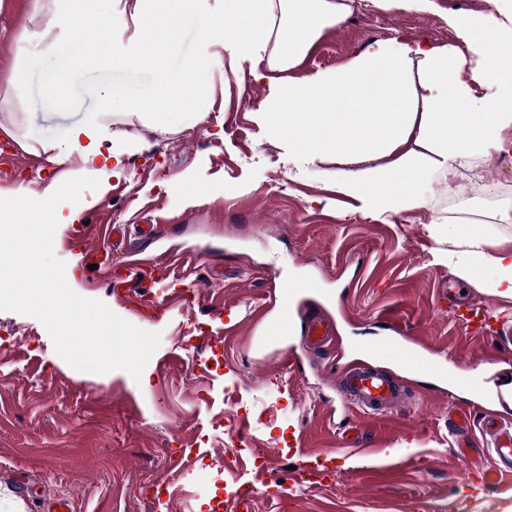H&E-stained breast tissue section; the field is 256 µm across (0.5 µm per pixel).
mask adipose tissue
Segmentation results:
<instances>
[{
    "label": "adipose tissue",
    "mask_w": 512,
    "mask_h": 512,
    "mask_svg": "<svg viewBox=\"0 0 512 512\" xmlns=\"http://www.w3.org/2000/svg\"><path fill=\"white\" fill-rule=\"evenodd\" d=\"M98 0H35L45 19L44 41H54L59 18L90 22L94 41L84 45L97 64L123 65L128 59L145 70L162 69L163 52L181 36L185 10L200 18L203 40L217 39L228 54V68L239 73L250 60L253 81L267 84L268 95L256 109L270 138L289 152L305 151L336 164V190L360 210L377 216L425 208L429 173L451 174L471 161L498 152L512 156V35L495 14L463 29V46H412L379 42L348 63L300 78L291 71L323 33L350 15L352 0H223L210 12L209 0H112L108 16ZM132 23L127 49L112 44L113 22ZM469 80H461L462 71ZM426 97H418V89ZM133 142L104 143L97 123L78 127L69 151L87 164L108 154L99 190L107 192L120 176ZM83 200L68 197L61 182L41 194L20 192L0 200V222L18 215L30 224L54 229L75 223ZM458 250L438 252L463 281H486L496 294L512 298V248L487 253L471 225L458 224Z\"/></svg>",
    "instance_id": "1"
}]
</instances>
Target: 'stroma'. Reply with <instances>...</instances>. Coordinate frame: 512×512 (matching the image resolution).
Wrapping results in <instances>:
<instances>
[{
  "instance_id": "1",
  "label": "stroma",
  "mask_w": 512,
  "mask_h": 512,
  "mask_svg": "<svg viewBox=\"0 0 512 512\" xmlns=\"http://www.w3.org/2000/svg\"><path fill=\"white\" fill-rule=\"evenodd\" d=\"M435 5L428 12L357 8L310 50L301 74L339 67L377 41L456 45L452 17L496 9L494 0ZM41 31L33 0H5L0 97ZM205 51L211 93L195 116L165 130L136 111L109 113L104 136L137 147L104 194L97 174L65 151L94 105L91 95L74 113L31 107L20 96L0 109V190L39 192L59 177L88 203L83 240L73 224L46 244L37 225L0 223V254L11 259L0 266V512H51L56 498L68 500L71 512H167L143 488L166 482L182 448L195 454L170 490L176 512H225L246 488L255 512H512V472L486 486L477 479L493 463L489 436L475 430L461 443L451 429L457 413L479 406L512 426V390L492 397L512 387V342L462 335L436 290L454 283L509 321L512 299L482 281L456 279L435 260L437 251L453 249L450 229L460 221L471 222L488 252L512 245V223L499 220L512 207V162L493 153L464 169L453 182L468 204L450 203L451 181L435 176L427 208L364 215L337 193L335 164L296 166L268 136L256 114L267 86L238 81L220 43ZM188 181L205 187L201 199L182 197ZM107 245L117 266L135 254L176 258L173 275L153 287L164 310L137 308L134 293L117 292L89 269L86 252ZM32 263L47 269L40 289L60 305L67 297L57 283L79 269L84 301H109L127 336L109 340L97 322L59 324L17 303ZM291 279L317 291L300 298L288 341L262 344L258 318ZM190 285L198 299L188 305L176 294ZM317 315L335 330L326 353L301 340ZM228 323L235 336L212 345ZM396 329L449 372L476 376L480 388L450 390L433 376L410 375L392 354L376 365L405 386L401 410L373 417L344 406L337 366L351 363L355 346ZM106 349L107 366L100 361ZM236 419L250 425V440L232 438ZM351 430L368 452L350 466L321 458L337 472L333 484L270 499L269 477L287 481L305 453L336 447ZM381 468L387 477L378 476Z\"/></svg>"
}]
</instances>
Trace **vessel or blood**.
Returning <instances> with one entry per match:
<instances>
[{
  "label": "vessel or blood",
  "mask_w": 512,
  "mask_h": 512,
  "mask_svg": "<svg viewBox=\"0 0 512 512\" xmlns=\"http://www.w3.org/2000/svg\"><path fill=\"white\" fill-rule=\"evenodd\" d=\"M161 264L155 260H145L127 268L121 280L122 288L137 289L138 302L142 305H158L159 300L151 294L155 282L154 273ZM310 284L288 282L282 285L273 296V302L279 307L277 317L266 323L263 335L274 343L286 341L291 329V306L303 293L310 291ZM439 298L454 310L456 318L469 331L481 338H498L512 335V326L495 317L492 310L476 309L458 303L455 289L441 287ZM386 343H374L355 348L356 365L342 370L338 380V393L342 402L357 407L362 412L374 416L393 414L400 404L405 391L396 382L382 373L372 364L373 359L381 357L386 351ZM403 360L407 367L434 375L439 379H451L453 385L466 388L472 381L468 376L449 377L441 364L430 360L424 353L412 345H405ZM482 430L493 438L494 465L481 471L482 483H490L498 473L512 470V431L498 426L493 414H485L481 421ZM329 468L309 463L293 471L289 485L293 488L321 486L332 477Z\"/></svg>",
  "instance_id": "vessel-or-blood-1"
}]
</instances>
